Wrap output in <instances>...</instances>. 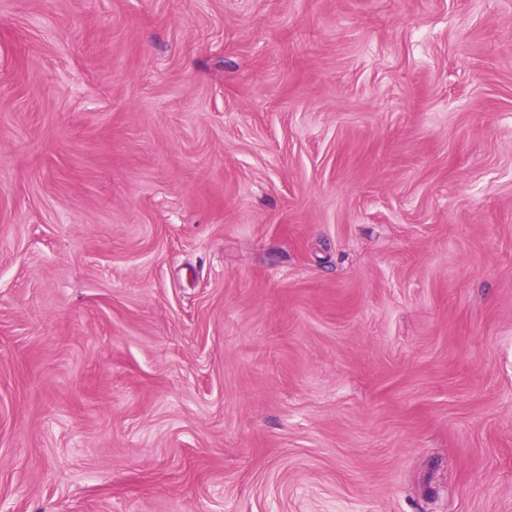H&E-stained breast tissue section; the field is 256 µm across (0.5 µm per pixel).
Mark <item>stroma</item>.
<instances>
[{"label":"stroma","mask_w":512,"mask_h":512,"mask_svg":"<svg viewBox=\"0 0 512 512\" xmlns=\"http://www.w3.org/2000/svg\"><path fill=\"white\" fill-rule=\"evenodd\" d=\"M0 512H512V0H0Z\"/></svg>","instance_id":"1"}]
</instances>
